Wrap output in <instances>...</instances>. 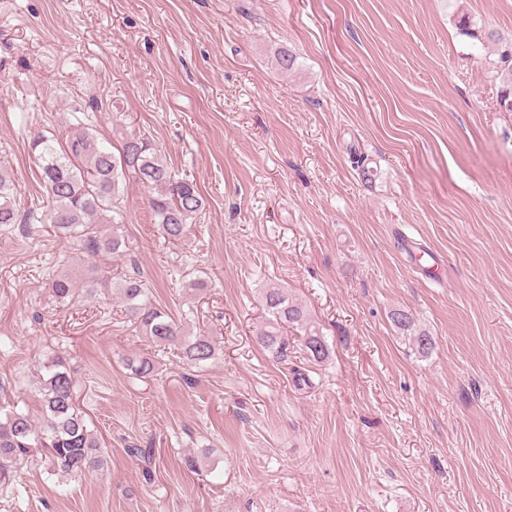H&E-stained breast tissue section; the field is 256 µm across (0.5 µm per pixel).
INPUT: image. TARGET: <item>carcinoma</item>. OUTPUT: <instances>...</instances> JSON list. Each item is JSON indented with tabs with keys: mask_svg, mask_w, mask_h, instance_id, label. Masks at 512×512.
<instances>
[{
	"mask_svg": "<svg viewBox=\"0 0 512 512\" xmlns=\"http://www.w3.org/2000/svg\"><path fill=\"white\" fill-rule=\"evenodd\" d=\"M493 68L502 81L500 109L512 112V51L502 50ZM32 149L37 153L40 177L52 202L49 223L60 238L79 241L88 257L119 252L123 238L119 234L118 203L123 178L128 173L152 189L149 205L166 239H182L203 209L196 187L185 180H175L160 150L145 138H123L116 156L110 144L99 141L79 122L70 125L64 143L37 134ZM19 218L11 180L0 167V226L16 224ZM101 287H107V282L99 280L91 266L81 275L60 272L49 283L53 295L63 303L92 297ZM112 287L137 328L157 346L178 347L187 364L201 367L220 351L218 342L202 331L187 335L175 318L152 302L151 287L139 275H126ZM263 301L268 318L257 339L275 358L286 361L291 344L284 334L285 327L308 325L307 311L278 286L264 289ZM392 320L399 329L413 332L420 354L432 350L433 338L425 331H413L414 322L406 312L393 313ZM304 347L317 362L329 354L325 339L313 329L305 332ZM124 365L136 381L157 374L156 362L148 356L129 355ZM38 395L42 413L39 425L29 413L0 397V480L10 477L35 448L51 475L68 476L103 466L100 440L76 405L75 381L62 359L55 358L42 366Z\"/></svg>",
	"mask_w": 512,
	"mask_h": 512,
	"instance_id": "obj_1",
	"label": "carcinoma"
}]
</instances>
